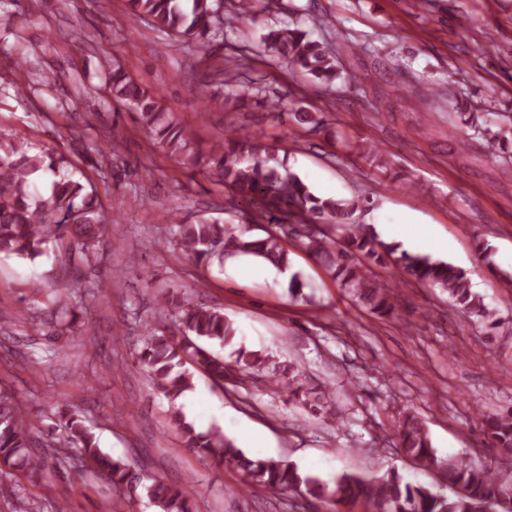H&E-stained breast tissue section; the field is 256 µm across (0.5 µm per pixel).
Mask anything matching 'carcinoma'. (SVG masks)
Returning a JSON list of instances; mask_svg holds the SVG:
<instances>
[{
	"label": "carcinoma",
	"mask_w": 512,
	"mask_h": 512,
	"mask_svg": "<svg viewBox=\"0 0 512 512\" xmlns=\"http://www.w3.org/2000/svg\"><path fill=\"white\" fill-rule=\"evenodd\" d=\"M127 7L133 21H146L169 37L194 41L202 48L224 40L228 24L250 16L253 9L252 3L244 4L242 0L231 5V17L224 16V0H127ZM262 44L270 57L322 84L330 86L339 77L336 56L299 26H270ZM103 64L110 74L108 94L138 115L154 142L190 165L205 168L213 181L232 193L236 205H260L274 224L266 236L255 238L245 229L235 232L221 218L201 216L189 221L177 215L178 248L185 258L208 265L215 258L245 254L286 270L290 259L283 241L293 239L307 252L328 259L334 278L358 306L393 319L399 306L396 285L368 273L370 265L391 259L407 278L439 289L448 294L457 309L492 328L497 326L494 312L471 288L461 268L425 254L400 253L396 245L377 239L367 225L356 223L354 214L365 200L318 196L298 175L284 168L273 146L258 132L233 129L225 134L220 147L202 150L194 131L174 118L158 92L139 85L119 61L105 58ZM202 79L227 87V100L235 105L245 107L247 101L258 99V94L247 89H235L236 73L222 62L211 66ZM291 119L309 130L325 127L323 118L304 108L291 113ZM464 124L474 135L500 147L507 145V135L512 134L511 115L471 112ZM41 171L53 174L46 197L31 191L32 179ZM110 224L112 219L101 208L95 191L87 190L68 170L65 155L52 149L32 154L24 141L0 152V255L34 262L46 254L49 245L57 244L78 252L82 262L80 268L70 265L62 270L61 293L46 332L49 337H54L64 324H73L75 309L86 302L111 298L106 281L93 280L84 272L91 267L96 247L106 242ZM169 305L177 310V331L167 333L145 324L143 347L137 358L150 367L158 388L174 402L192 389L189 365L224 385L229 367L224 356L211 347L231 344L236 331L224 313L213 307L176 296ZM236 354L241 372L263 370L269 362L256 351L239 348ZM302 376V370L295 367L287 374L271 375L269 384L297 398ZM60 420L64 432L57 437L44 433L26 418L15 393L0 380V474L31 479L50 466L58 476L90 475L119 492L132 493L141 486L161 512H196L190 487L165 483L125 458L102 452L78 410L61 411ZM170 422L179 431L183 445L193 453L237 467L241 473L239 493L288 489L306 500L329 505L362 501L369 512H512L506 510V504L512 503V467L493 468L477 465L467 457L438 456L419 417L408 409L398 417L391 445L413 467L437 471L453 495L438 494L428 486L406 480L395 470L379 477L344 472L330 485L302 475L292 461L251 458L218 430L196 431L178 409ZM483 425L505 456L512 458V413L488 414Z\"/></svg>",
	"instance_id": "carcinoma-1"
}]
</instances>
